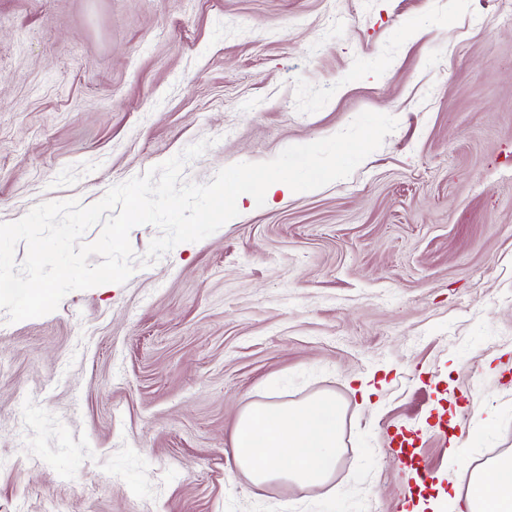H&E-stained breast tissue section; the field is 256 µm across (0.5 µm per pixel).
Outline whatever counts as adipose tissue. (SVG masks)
<instances>
[{
	"mask_svg": "<svg viewBox=\"0 0 512 512\" xmlns=\"http://www.w3.org/2000/svg\"><path fill=\"white\" fill-rule=\"evenodd\" d=\"M342 410L335 395L321 393L296 404L246 403L232 450L253 484L278 479L300 488L325 485L341 454ZM455 512H512V453L480 471L449 472Z\"/></svg>",
	"mask_w": 512,
	"mask_h": 512,
	"instance_id": "1",
	"label": "adipose tissue"
}]
</instances>
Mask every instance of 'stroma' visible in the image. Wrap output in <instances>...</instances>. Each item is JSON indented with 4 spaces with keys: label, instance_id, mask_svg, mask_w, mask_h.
I'll list each match as a JSON object with an SVG mask.
<instances>
[{
    "label": "stroma",
    "instance_id": "35a3bbf8",
    "mask_svg": "<svg viewBox=\"0 0 512 512\" xmlns=\"http://www.w3.org/2000/svg\"><path fill=\"white\" fill-rule=\"evenodd\" d=\"M396 129L45 316L0 310V512H410L448 447L512 452V21L499 0H0V223L89 206L203 139L185 180ZM373 377V407L355 391ZM334 393L322 487H256L247 400ZM417 433L420 486L383 452Z\"/></svg>",
    "mask_w": 512,
    "mask_h": 512
}]
</instances>
